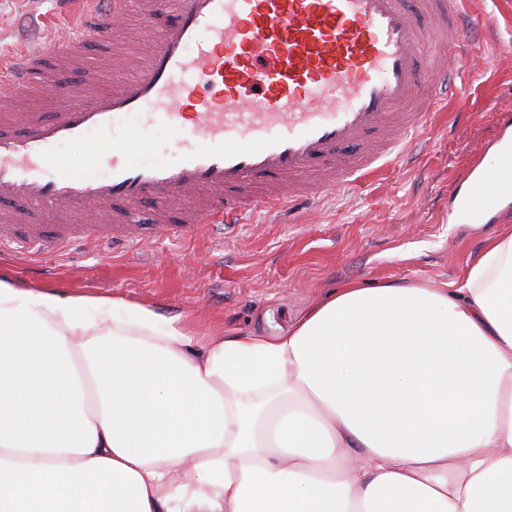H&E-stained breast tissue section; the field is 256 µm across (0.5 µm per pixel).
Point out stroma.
<instances>
[{
	"mask_svg": "<svg viewBox=\"0 0 512 512\" xmlns=\"http://www.w3.org/2000/svg\"><path fill=\"white\" fill-rule=\"evenodd\" d=\"M492 23L470 35L460 81L466 110L439 105L403 162L315 196L293 221L255 212L199 239L135 249L73 246L62 254L0 252V276L28 288L141 303L197 332L271 338L348 281L436 286L463 280L512 208L481 224H453L454 189L469 161H487L499 113L512 112V0H481ZM60 0H0V54L18 59L41 25L62 26Z\"/></svg>",
	"mask_w": 512,
	"mask_h": 512,
	"instance_id": "35a3bbf8",
	"label": "stroma"
}]
</instances>
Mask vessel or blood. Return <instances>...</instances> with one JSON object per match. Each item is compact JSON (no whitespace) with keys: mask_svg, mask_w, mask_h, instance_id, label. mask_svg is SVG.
<instances>
[{"mask_svg":"<svg viewBox=\"0 0 512 512\" xmlns=\"http://www.w3.org/2000/svg\"><path fill=\"white\" fill-rule=\"evenodd\" d=\"M464 0H149L147 58L120 65L43 118L0 113V248L43 252L75 242L131 246L148 239H194L219 224H244L313 194L348 185L398 162L401 146L432 120L415 111L466 105L455 76L468 55ZM168 14L163 26L150 17ZM125 20L124 0H82L48 47L27 50L0 80V101L33 85L59 86L61 71L34 81L51 57L78 59L111 41ZM179 127L165 163L138 162L150 144L142 131ZM113 138L95 156L102 175L76 171L64 144L90 132ZM152 200L149 223L136 203ZM494 198L481 173L456 196L466 223L481 220ZM81 213L84 224L46 234L44 212Z\"/></svg>","mask_w":512,"mask_h":512,"instance_id":"1","label":"vessel or blood"}]
</instances>
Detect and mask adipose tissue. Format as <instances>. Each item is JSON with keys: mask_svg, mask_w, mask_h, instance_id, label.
I'll list each match as a JSON object with an SVG mask.
<instances>
[{"mask_svg": "<svg viewBox=\"0 0 512 512\" xmlns=\"http://www.w3.org/2000/svg\"><path fill=\"white\" fill-rule=\"evenodd\" d=\"M0 512H512V225L273 339L0 279Z\"/></svg>", "mask_w": 512, "mask_h": 512, "instance_id": "obj_1", "label": "adipose tissue"}]
</instances>
